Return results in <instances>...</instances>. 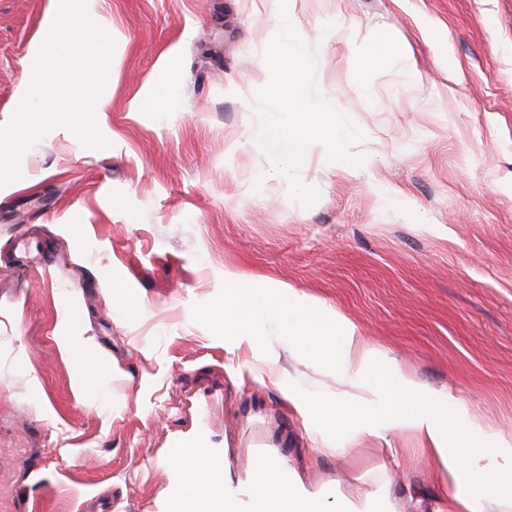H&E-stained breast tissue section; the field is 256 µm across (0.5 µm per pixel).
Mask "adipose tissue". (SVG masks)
<instances>
[{
	"mask_svg": "<svg viewBox=\"0 0 512 512\" xmlns=\"http://www.w3.org/2000/svg\"><path fill=\"white\" fill-rule=\"evenodd\" d=\"M220 326L235 346L262 347L257 321L287 319L286 334L299 353L317 363L339 366L335 396L285 392L284 397L312 429V451L318 457L340 453L337 436L362 439L381 427L411 431L427 442V453L449 480L465 473L468 486L448 497L450 512H475L494 467L485 451L473 447L469 430L450 425L447 410L435 395L398 365L379 362L353 328L332 315L309 310L285 289L263 288L250 282L224 291L202 313ZM180 512H395L388 486H356L351 494L323 497L308 492L285 461L255 458L245 477L232 481L225 458L196 443L185 444L176 460Z\"/></svg>",
	"mask_w": 512,
	"mask_h": 512,
	"instance_id": "ef3b65f1",
	"label": "adipose tissue"
}]
</instances>
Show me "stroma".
I'll return each instance as SVG.
<instances>
[{
    "label": "stroma",
    "instance_id": "35a3bbf8",
    "mask_svg": "<svg viewBox=\"0 0 512 512\" xmlns=\"http://www.w3.org/2000/svg\"><path fill=\"white\" fill-rule=\"evenodd\" d=\"M52 12L0 0V127ZM87 13L114 41L94 115L106 147L55 126L0 184V415L44 428L29 493L46 512H172L174 459L195 439L235 478L276 456L315 491L387 482L402 512L447 507L413 433L341 436L344 456L312 460L282 389L335 393V371L289 350L280 319L262 320L254 351L200 312L232 273L288 289L410 372L475 443L492 432L512 448V0H289L315 94L361 131L351 152L373 158L351 172L312 148L297 175L320 193L310 208L247 143L278 0H87ZM381 35L398 53L359 74ZM155 92L165 111L136 110ZM24 233L46 264L16 251ZM69 336L98 359L92 388Z\"/></svg>",
    "mask_w": 512,
    "mask_h": 512
}]
</instances>
